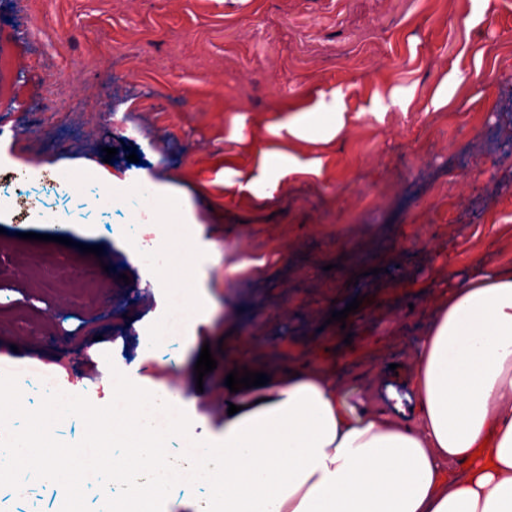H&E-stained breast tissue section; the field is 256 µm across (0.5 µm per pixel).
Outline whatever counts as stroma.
I'll return each mask as SVG.
<instances>
[{"label": "stroma", "instance_id": "35a3bbf8", "mask_svg": "<svg viewBox=\"0 0 512 512\" xmlns=\"http://www.w3.org/2000/svg\"><path fill=\"white\" fill-rule=\"evenodd\" d=\"M331 91L352 122L328 153L309 146L321 175L270 198L231 195L225 157L247 167L274 110ZM46 170L60 186L25 220L0 195V373L104 406L112 384L97 374L115 365L183 409L205 445L223 437L226 358L239 352L274 377L333 367L351 402L381 400L402 387L449 274L477 255L512 264V0H0V179ZM133 182L171 186L167 206L193 223L96 204ZM125 224L141 248L115 234ZM236 236L263 276L225 278ZM21 251L99 279L44 287L15 270ZM158 251L166 268L148 259ZM358 296L345 324L329 323ZM206 344L220 352L200 380ZM24 484L0 487V512H61V485Z\"/></svg>", "mask_w": 512, "mask_h": 512}]
</instances>
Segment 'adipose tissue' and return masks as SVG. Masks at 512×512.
Instances as JSON below:
<instances>
[{
	"label": "adipose tissue",
	"mask_w": 512,
	"mask_h": 512,
	"mask_svg": "<svg viewBox=\"0 0 512 512\" xmlns=\"http://www.w3.org/2000/svg\"><path fill=\"white\" fill-rule=\"evenodd\" d=\"M346 126L322 93L281 107L266 125L275 147L254 150L245 172L225 159L224 184L269 197L320 174L322 158L297 143L330 146ZM431 312L407 387L386 402L357 408L332 368H312L225 417L206 452L211 512H512V265L473 258Z\"/></svg>",
	"instance_id": "obj_1"
}]
</instances>
